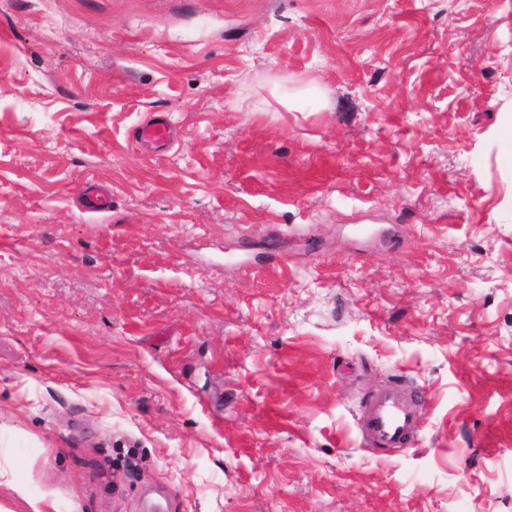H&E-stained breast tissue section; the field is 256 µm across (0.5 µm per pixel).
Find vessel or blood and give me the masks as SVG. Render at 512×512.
Wrapping results in <instances>:
<instances>
[{
  "label": "vessel or blood",
  "instance_id": "1",
  "mask_svg": "<svg viewBox=\"0 0 512 512\" xmlns=\"http://www.w3.org/2000/svg\"><path fill=\"white\" fill-rule=\"evenodd\" d=\"M143 146L165 149L173 139V130L163 115L152 116L136 131ZM86 213L100 214L112 207L110 195L97 187H88L81 201ZM419 404L405 397L399 388L371 396L361 414L358 426L368 448L389 451L410 445L418 432Z\"/></svg>",
  "mask_w": 512,
  "mask_h": 512
}]
</instances>
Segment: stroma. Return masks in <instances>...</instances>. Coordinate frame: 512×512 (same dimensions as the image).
I'll return each instance as SVG.
<instances>
[{
    "label": "stroma",
    "mask_w": 512,
    "mask_h": 512,
    "mask_svg": "<svg viewBox=\"0 0 512 512\" xmlns=\"http://www.w3.org/2000/svg\"><path fill=\"white\" fill-rule=\"evenodd\" d=\"M11 462L59 512H512V0H0ZM173 130L164 115H155L136 131V140L143 146L165 149L173 139ZM86 213L100 214L107 212L112 207L111 196L95 186H89L81 201ZM419 406L412 395L402 397L399 384L371 396L358 421L366 447L389 451L410 445L418 432Z\"/></svg>",
    "instance_id": "35a3bbf8"
}]
</instances>
